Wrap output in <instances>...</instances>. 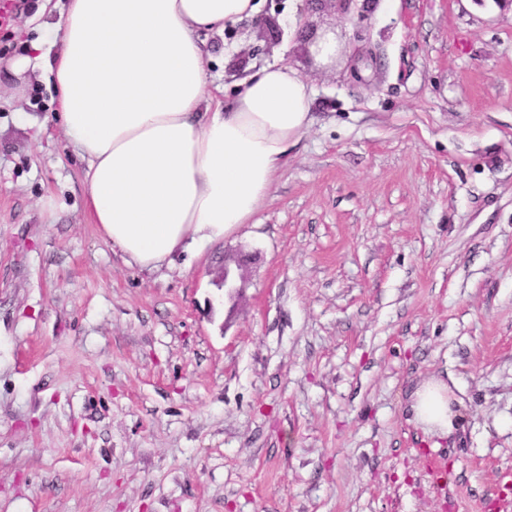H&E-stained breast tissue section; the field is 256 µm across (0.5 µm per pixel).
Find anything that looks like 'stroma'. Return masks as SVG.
<instances>
[{"label":"stroma","instance_id":"1","mask_svg":"<svg viewBox=\"0 0 512 512\" xmlns=\"http://www.w3.org/2000/svg\"><path fill=\"white\" fill-rule=\"evenodd\" d=\"M45 3L0 0V512H512V0H260L279 40L201 33L224 103L281 62L310 122L252 223L154 270L9 67ZM240 253L232 304L210 273ZM436 380L461 421L435 444L410 402Z\"/></svg>","mask_w":512,"mask_h":512}]
</instances>
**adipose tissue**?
Returning <instances> with one entry per match:
<instances>
[{"label":"adipose tissue","instance_id":"obj_1","mask_svg":"<svg viewBox=\"0 0 512 512\" xmlns=\"http://www.w3.org/2000/svg\"><path fill=\"white\" fill-rule=\"evenodd\" d=\"M256 0H68L11 64L56 92L67 142L86 164L85 206L127 262L156 268L250 223L313 99L286 65L262 68L230 107L212 103L202 31L257 12ZM415 420L443 437L459 419L448 387H422Z\"/></svg>","mask_w":512,"mask_h":512}]
</instances>
